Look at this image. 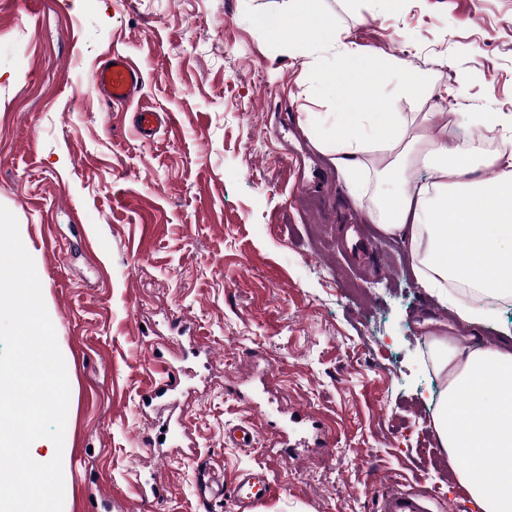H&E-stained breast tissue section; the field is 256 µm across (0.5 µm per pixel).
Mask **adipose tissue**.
<instances>
[{
  "label": "adipose tissue",
  "instance_id": "ef3b65f1",
  "mask_svg": "<svg viewBox=\"0 0 512 512\" xmlns=\"http://www.w3.org/2000/svg\"><path fill=\"white\" fill-rule=\"evenodd\" d=\"M285 22L274 25L285 48L325 53V79L336 84L335 119L309 125L315 143L334 155L350 194L370 199L382 229L408 239L423 288L468 323L492 312L453 292L512 299V113L475 116L480 142L449 144L447 112H387L377 87L393 61L351 41L321 0H287ZM431 176L413 178L417 168ZM429 349L446 387L434 409L437 440L449 455L465 457L458 479L478 512H512V351L478 339Z\"/></svg>",
  "mask_w": 512,
  "mask_h": 512
}]
</instances>
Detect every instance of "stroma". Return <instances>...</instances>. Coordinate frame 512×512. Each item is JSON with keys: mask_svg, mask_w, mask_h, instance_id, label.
Here are the masks:
<instances>
[{"mask_svg": "<svg viewBox=\"0 0 512 512\" xmlns=\"http://www.w3.org/2000/svg\"><path fill=\"white\" fill-rule=\"evenodd\" d=\"M283 0H0V205L42 269V296L69 378L63 512H227L196 476L267 466L283 493L259 512H373L394 485L428 488L446 512H476L433 429L445 387L431 337L511 347L512 301L473 327L418 284L409 250L386 269L354 261V225L385 248L306 131L330 125L334 94L310 98L314 67L253 22ZM350 37L443 83L413 104L398 77L386 111L452 112L449 141L478 135L475 112H512V0H326ZM144 83L131 105L100 98L91 72L112 52ZM170 114L150 138L137 108ZM189 321L213 364L196 365L181 407L192 451L158 456L141 396L161 373L167 320ZM313 412L330 450L288 458L277 425ZM249 449L224 442L242 419ZM166 484L142 504L141 484Z\"/></svg>", "mask_w": 512, "mask_h": 512, "instance_id": "obj_1", "label": "stroma"}]
</instances>
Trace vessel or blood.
Wrapping results in <instances>:
<instances>
[{"label":"vessel or blood","mask_w":512,"mask_h":512,"mask_svg":"<svg viewBox=\"0 0 512 512\" xmlns=\"http://www.w3.org/2000/svg\"><path fill=\"white\" fill-rule=\"evenodd\" d=\"M143 83L141 69L129 57L112 53L101 61L93 72L92 85L107 102L127 104L134 100ZM185 375L181 369H166L164 378L151 382L144 392L149 401L172 395ZM289 431L306 434L312 447L330 448L335 440L334 431L322 418L303 413L290 417ZM253 422L244 420L224 430V440L233 447H249V439L255 436ZM196 496L205 502L215 498H229L231 512H258L268 499L280 493V485L271 478L266 467L246 468L235 473L231 483L215 482L211 474L203 472L196 478ZM435 496L430 492L409 491L395 488L377 498L375 512H432Z\"/></svg>","instance_id":"obj_1"}]
</instances>
